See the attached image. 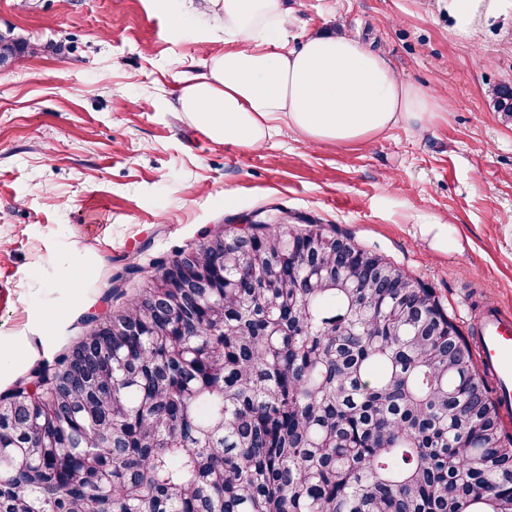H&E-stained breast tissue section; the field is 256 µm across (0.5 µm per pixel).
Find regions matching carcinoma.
Wrapping results in <instances>:
<instances>
[{"label": "carcinoma", "instance_id": "carcinoma-1", "mask_svg": "<svg viewBox=\"0 0 512 512\" xmlns=\"http://www.w3.org/2000/svg\"><path fill=\"white\" fill-rule=\"evenodd\" d=\"M171 261L195 287L155 262L49 387L0 395V512H512V434L431 289L284 223Z\"/></svg>", "mask_w": 512, "mask_h": 512}]
</instances>
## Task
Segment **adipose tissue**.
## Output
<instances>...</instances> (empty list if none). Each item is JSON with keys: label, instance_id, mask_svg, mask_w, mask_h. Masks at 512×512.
<instances>
[{"label": "adipose tissue", "instance_id": "ef3b65f1", "mask_svg": "<svg viewBox=\"0 0 512 512\" xmlns=\"http://www.w3.org/2000/svg\"><path fill=\"white\" fill-rule=\"evenodd\" d=\"M228 48L182 81L179 111L216 141L260 147L281 129L303 140L370 141L420 124L437 105L351 36L314 35L288 46L285 0H209ZM512 0H448L458 32L472 33Z\"/></svg>", "mask_w": 512, "mask_h": 512}]
</instances>
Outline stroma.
<instances>
[{
    "mask_svg": "<svg viewBox=\"0 0 512 512\" xmlns=\"http://www.w3.org/2000/svg\"><path fill=\"white\" fill-rule=\"evenodd\" d=\"M288 44L348 34L439 109L368 145L282 130L258 149L216 142L172 103L222 55L204 0H0V29L42 44L0 71V391L83 336L80 316L142 288L134 264L222 225L305 217L337 226L432 288L465 336L488 300L512 306V9L460 35L447 0H287ZM450 221L443 253L415 222ZM75 283H67L64 269ZM125 274L124 297L108 294Z\"/></svg>",
    "mask_w": 512,
    "mask_h": 512,
    "instance_id": "stroma-1",
    "label": "stroma"
}]
</instances>
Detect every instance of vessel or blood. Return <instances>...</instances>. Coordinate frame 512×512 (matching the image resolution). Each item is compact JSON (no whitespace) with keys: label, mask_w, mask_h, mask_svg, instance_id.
Masks as SVG:
<instances>
[{"label":"vessel or blood","mask_w":512,"mask_h":512,"mask_svg":"<svg viewBox=\"0 0 512 512\" xmlns=\"http://www.w3.org/2000/svg\"><path fill=\"white\" fill-rule=\"evenodd\" d=\"M473 351L482 374L492 382L500 413L512 417V315L500 304H485L473 338Z\"/></svg>","instance_id":"obj_1"}]
</instances>
